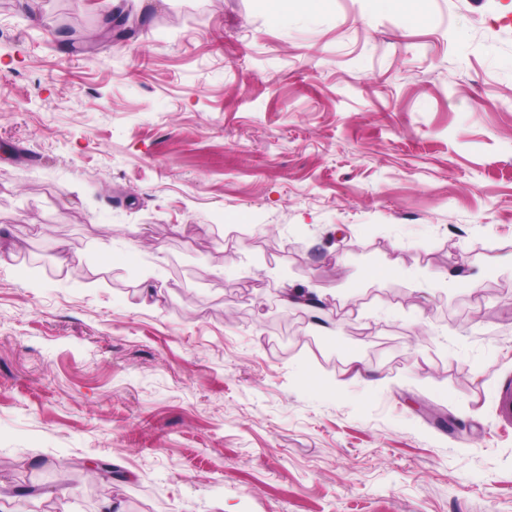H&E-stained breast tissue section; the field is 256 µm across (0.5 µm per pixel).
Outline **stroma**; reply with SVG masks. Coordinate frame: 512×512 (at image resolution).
Instances as JSON below:
<instances>
[{"instance_id": "35a3bbf8", "label": "stroma", "mask_w": 512, "mask_h": 512, "mask_svg": "<svg viewBox=\"0 0 512 512\" xmlns=\"http://www.w3.org/2000/svg\"><path fill=\"white\" fill-rule=\"evenodd\" d=\"M508 253L512 0H0V512H512Z\"/></svg>"}]
</instances>
